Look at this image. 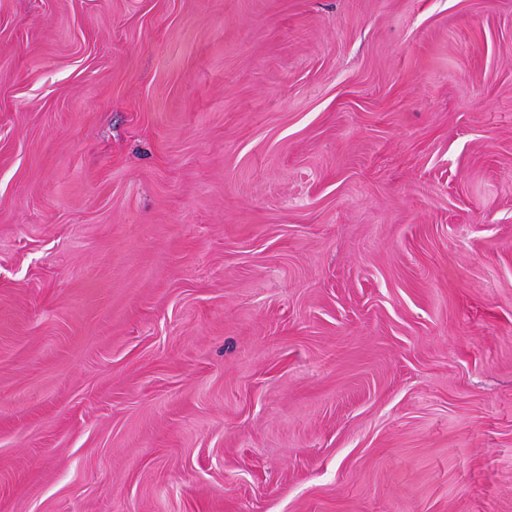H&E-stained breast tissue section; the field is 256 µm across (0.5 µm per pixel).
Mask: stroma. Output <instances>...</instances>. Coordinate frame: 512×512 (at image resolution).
Listing matches in <instances>:
<instances>
[{
	"instance_id": "stroma-1",
	"label": "stroma",
	"mask_w": 512,
	"mask_h": 512,
	"mask_svg": "<svg viewBox=\"0 0 512 512\" xmlns=\"http://www.w3.org/2000/svg\"><path fill=\"white\" fill-rule=\"evenodd\" d=\"M0 512H512V0H0Z\"/></svg>"
}]
</instances>
